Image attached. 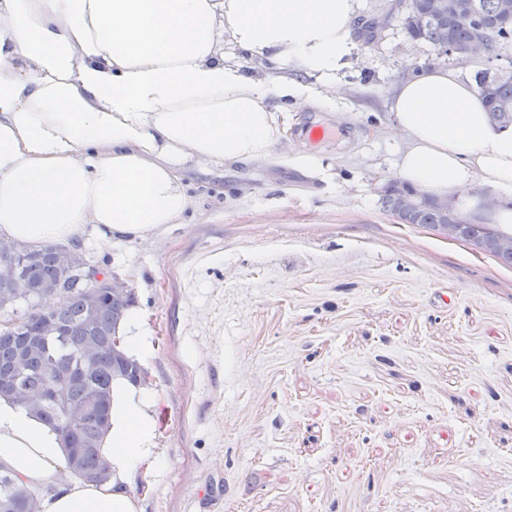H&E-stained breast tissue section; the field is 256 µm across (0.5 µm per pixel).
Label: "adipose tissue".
<instances>
[{"label":"adipose tissue","mask_w":512,"mask_h":512,"mask_svg":"<svg viewBox=\"0 0 512 512\" xmlns=\"http://www.w3.org/2000/svg\"><path fill=\"white\" fill-rule=\"evenodd\" d=\"M356 0H0V237L40 245L142 238L181 223L188 178L266 161L288 137L273 97L336 82L356 44ZM270 64L246 75L220 43ZM401 178L512 235V126L444 67L395 88ZM497 199L471 195L473 183ZM153 402L116 381L107 485L69 478L59 434L0 401V466L42 489L40 512H141L126 485L151 455Z\"/></svg>","instance_id":"obj_1"}]
</instances>
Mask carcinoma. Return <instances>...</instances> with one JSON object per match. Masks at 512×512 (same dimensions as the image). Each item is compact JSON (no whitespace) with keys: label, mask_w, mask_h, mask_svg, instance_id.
<instances>
[{"label":"carcinoma","mask_w":512,"mask_h":512,"mask_svg":"<svg viewBox=\"0 0 512 512\" xmlns=\"http://www.w3.org/2000/svg\"><path fill=\"white\" fill-rule=\"evenodd\" d=\"M411 9L403 17L407 33L440 49H461L475 36L474 23L456 15L452 4L442 12L430 8L428 0H410ZM473 13L486 26L498 31L491 51L498 45L512 41V35H501L506 20H512V0H469ZM474 81L480 95L488 104L491 118L496 123L512 125V71L478 70ZM412 224H440L443 216L425 203L409 215ZM14 279L0 274V306L7 305L19 311L15 329L0 332V388L6 374L16 372L9 384L10 395L0 394V400L26 408L42 394L48 358L36 346L40 327V309L43 307L44 287L56 283L64 264L71 258L81 257L76 247L67 249L44 245L34 249L18 244ZM131 304L123 299H112L101 283H86L69 289L53 310V317L66 333L65 349L54 354L58 360L60 399L63 403L82 408L96 401L108 412L111 408L112 384L135 376L138 361L112 356V340L125 321ZM57 403L50 400L29 412L51 426H56ZM110 428L109 416L89 417L77 427L83 447L87 451L80 460L81 473L93 476L106 469L107 459L102 452L104 439ZM28 485L8 471L0 468V512H22L21 500Z\"/></svg>","instance_id":"obj_1"}]
</instances>
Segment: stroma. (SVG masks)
Instances as JSON below:
<instances>
[{"instance_id":"35a3bbf8","label":"stroma","mask_w":512,"mask_h":512,"mask_svg":"<svg viewBox=\"0 0 512 512\" xmlns=\"http://www.w3.org/2000/svg\"><path fill=\"white\" fill-rule=\"evenodd\" d=\"M356 6L381 38L288 129L346 144L199 176L183 223L81 242L135 290L141 512H512V268L396 224L376 184L397 175L393 88L454 61L407 37L405 0Z\"/></svg>"}]
</instances>
